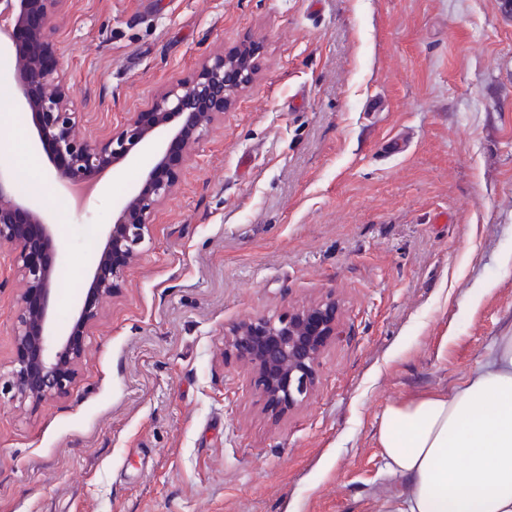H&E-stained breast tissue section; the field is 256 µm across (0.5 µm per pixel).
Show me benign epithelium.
<instances>
[{"instance_id": "obj_1", "label": "benign epithelium", "mask_w": 512, "mask_h": 512, "mask_svg": "<svg viewBox=\"0 0 512 512\" xmlns=\"http://www.w3.org/2000/svg\"><path fill=\"white\" fill-rule=\"evenodd\" d=\"M63 0H0V43L15 52L16 104L34 117L32 135L45 149L57 179L69 191H87L111 166L136 158L160 137L152 165L138 190L113 210L94 255L93 296L115 294L126 269L141 254L155 209L173 192L179 165L230 107L255 73L254 44L226 56L206 57L194 73L162 88L144 112H134L105 139L79 137L74 92L57 67L44 62L55 54L54 15ZM54 224L32 201L17 194L12 171L0 165V244L26 288L13 329L17 357L11 373L17 393L36 403L65 394L76 378L85 336L98 316L85 302L74 308L68 330L56 326L53 262L37 259L54 238ZM343 335L336 300L327 298L286 315L253 317L234 325L224 343L249 369L265 407L279 417L315 390L321 359Z\"/></svg>"}]
</instances>
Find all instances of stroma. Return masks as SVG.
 I'll list each match as a JSON object with an SVG mask.
<instances>
[{"instance_id":"35a3bbf8","label":"stroma","mask_w":512,"mask_h":512,"mask_svg":"<svg viewBox=\"0 0 512 512\" xmlns=\"http://www.w3.org/2000/svg\"><path fill=\"white\" fill-rule=\"evenodd\" d=\"M501 0H63L56 59L100 138L208 54L258 72L154 212L66 394L10 386L24 281L0 246V512H381L388 404L460 386L512 324V15ZM0 55V164L46 175L60 329L150 154L65 205ZM408 143L398 156L383 143ZM345 334L275 418L229 328L327 297Z\"/></svg>"}]
</instances>
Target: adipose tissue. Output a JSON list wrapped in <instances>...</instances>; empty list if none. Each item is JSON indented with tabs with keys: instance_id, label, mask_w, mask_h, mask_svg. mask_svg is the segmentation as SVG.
<instances>
[{
	"instance_id": "1",
	"label": "adipose tissue",
	"mask_w": 512,
	"mask_h": 512,
	"mask_svg": "<svg viewBox=\"0 0 512 512\" xmlns=\"http://www.w3.org/2000/svg\"><path fill=\"white\" fill-rule=\"evenodd\" d=\"M377 438L407 486L383 512H512V329L452 393L386 405Z\"/></svg>"
}]
</instances>
